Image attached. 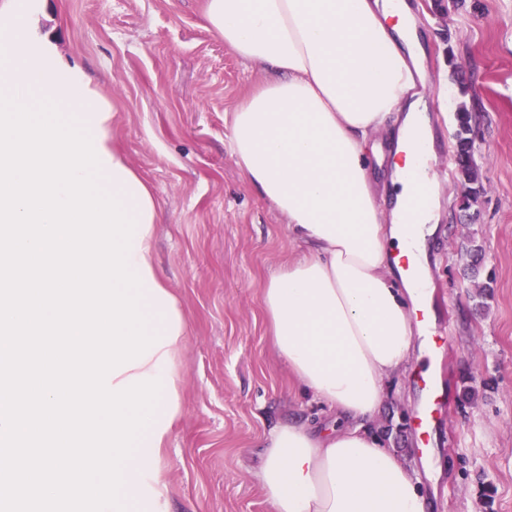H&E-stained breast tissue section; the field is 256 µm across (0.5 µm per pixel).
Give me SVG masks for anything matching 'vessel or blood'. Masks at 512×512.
Returning a JSON list of instances; mask_svg holds the SVG:
<instances>
[{
    "mask_svg": "<svg viewBox=\"0 0 512 512\" xmlns=\"http://www.w3.org/2000/svg\"><path fill=\"white\" fill-rule=\"evenodd\" d=\"M433 169L438 179H446L448 172L436 167L422 150H413L403 162L406 177H415L420 168ZM414 323L423 332L422 363L415 367L412 381L418 392V399L411 415L414 445L419 454L420 466H431V449L435 429L442 411L449 407L450 397L444 356L448 349L449 326L430 314L427 302H419L411 311Z\"/></svg>",
    "mask_w": 512,
    "mask_h": 512,
    "instance_id": "vessel-or-blood-1",
    "label": "vessel or blood"
}]
</instances>
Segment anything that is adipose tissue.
<instances>
[{"mask_svg": "<svg viewBox=\"0 0 512 512\" xmlns=\"http://www.w3.org/2000/svg\"><path fill=\"white\" fill-rule=\"evenodd\" d=\"M44 7L0 0V92L23 103L48 95L63 113L89 120L107 158V189L139 222L130 259L145 280L139 310L165 341L121 377L159 375L165 388L155 425L123 470L119 501L127 512H166L159 463L183 415L178 356L189 317L156 260L152 186L112 138V101L35 31ZM410 19L407 0H204L203 27L273 73L236 107L230 141L248 184L306 249L262 288L273 346L303 391L348 421L326 432L288 422L266 434L255 478L272 512L428 509L416 468L370 428L386 378L405 367L419 334L411 317L417 293L393 272L410 245L399 207L437 195L429 175L401 179L387 212L369 177L371 134L387 129L406 144L429 122L418 110L425 75Z\"/></svg>", "mask_w": 512, "mask_h": 512, "instance_id": "ef3b65f1", "label": "adipose tissue"}]
</instances>
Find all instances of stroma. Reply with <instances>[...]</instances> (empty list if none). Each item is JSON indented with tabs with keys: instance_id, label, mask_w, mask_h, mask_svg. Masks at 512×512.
<instances>
[{
	"instance_id": "1",
	"label": "stroma",
	"mask_w": 512,
	"mask_h": 512,
	"mask_svg": "<svg viewBox=\"0 0 512 512\" xmlns=\"http://www.w3.org/2000/svg\"><path fill=\"white\" fill-rule=\"evenodd\" d=\"M407 2L424 35L435 152L456 147L466 105L481 184L466 210L460 174L437 186L426 269L451 317L452 399L422 488L429 512H512V0ZM201 10L202 0H46L35 27L112 100V136L153 186L161 271L190 317L184 413L160 463L169 510L271 512L253 477L264 434L329 413L277 357L261 303L301 250L230 150L231 112L270 73L205 30ZM420 356L413 349L410 366ZM410 366L390 377L371 428L411 463Z\"/></svg>"
}]
</instances>
